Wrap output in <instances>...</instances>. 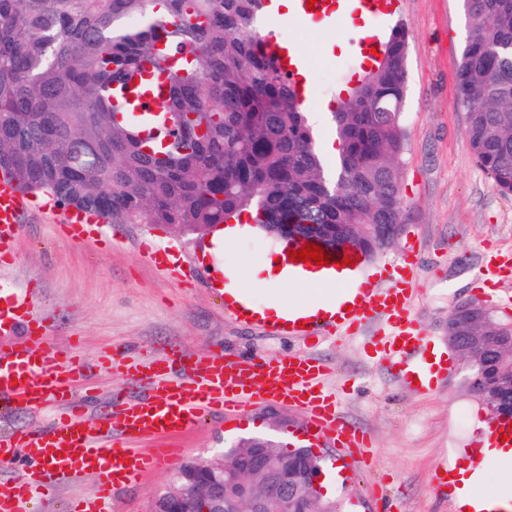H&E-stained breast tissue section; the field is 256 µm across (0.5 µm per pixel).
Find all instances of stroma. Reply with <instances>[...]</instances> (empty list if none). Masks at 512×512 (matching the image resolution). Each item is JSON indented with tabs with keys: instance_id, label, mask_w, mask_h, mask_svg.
<instances>
[{
	"instance_id": "1",
	"label": "stroma",
	"mask_w": 512,
	"mask_h": 512,
	"mask_svg": "<svg viewBox=\"0 0 512 512\" xmlns=\"http://www.w3.org/2000/svg\"><path fill=\"white\" fill-rule=\"evenodd\" d=\"M408 31L407 87L403 103L406 151L401 186L406 212L398 238L371 260L374 267L402 259L409 243L417 294L411 312L431 347L447 351L449 373L430 390L404 383L394 361L368 349L372 330L312 343L302 336L270 334L229 312L201 256L208 237L183 236L150 224H108L84 243L60 229L63 210L24 212L11 260L0 262V294L25 297L45 318L48 348L73 353L96 366V391L78 395L85 418L109 415L115 397L132 400L142 386L101 368L112 347L128 357L179 352L177 374H189L210 354L236 362L288 356L320 360L329 369L342 416L370 442L367 464L346 469L332 495L339 512H452L454 498L435 475L468 459L467 445L490 416L462 384L460 356L448 345V312L477 300L476 276L490 254L512 252V196H506L466 145L467 114L456 100V76L468 28L460 0H404L396 18ZM275 19L264 32L289 36L314 66L329 72L317 83L306 110L318 147L333 140L331 112L352 64L350 34ZM178 252L183 278L152 263L144 244ZM276 239L251 230L217 258L228 271H244L274 252ZM52 401L37 409L0 412V433L51 426L65 412ZM305 425L294 407L267 402L229 423L223 414L181 442L183 458L208 459L239 439L266 436L291 442ZM172 475L165 469L126 488L115 512H148L154 494Z\"/></svg>"
}]
</instances>
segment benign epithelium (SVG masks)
<instances>
[{
    "instance_id": "7a95c632",
    "label": "benign epithelium",
    "mask_w": 512,
    "mask_h": 512,
    "mask_svg": "<svg viewBox=\"0 0 512 512\" xmlns=\"http://www.w3.org/2000/svg\"><path fill=\"white\" fill-rule=\"evenodd\" d=\"M494 312L473 301L457 304L448 313V343L468 370L475 396L494 392L485 369L472 364V354L489 353L505 362L512 355V328L499 336H467L466 326L485 325ZM325 479L322 465L305 460L296 448H250L246 457L224 463V455L192 458L182 473L151 500L149 512H195L198 501L211 512H322Z\"/></svg>"
}]
</instances>
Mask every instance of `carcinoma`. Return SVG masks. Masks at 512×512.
Returning <instances> with one entry per match:
<instances>
[{"instance_id": "cac0c4a2", "label": "carcinoma", "mask_w": 512, "mask_h": 512, "mask_svg": "<svg viewBox=\"0 0 512 512\" xmlns=\"http://www.w3.org/2000/svg\"><path fill=\"white\" fill-rule=\"evenodd\" d=\"M461 2L467 146L512 196V0ZM265 18L264 0H0V171L106 224L203 235L245 215L374 256L403 222L405 28L332 113L329 165ZM168 57L167 98L122 111L132 75Z\"/></svg>"}]
</instances>
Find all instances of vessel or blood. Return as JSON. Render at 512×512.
I'll return each mask as SVG.
<instances>
[{"label":"vessel or blood","mask_w":512,"mask_h":512,"mask_svg":"<svg viewBox=\"0 0 512 512\" xmlns=\"http://www.w3.org/2000/svg\"><path fill=\"white\" fill-rule=\"evenodd\" d=\"M400 6V0H316L312 5L295 0L293 17L301 23L338 27L347 16H356L362 31L352 42L353 52L368 67L375 60L372 47L381 46L383 27ZM268 50L278 55L299 99L308 100L309 56L289 38L270 41ZM28 207V198L9 176L0 173L1 256L11 255L19 218ZM332 258L329 266L289 262L288 274L296 280L315 274L337 287L357 289L360 302L320 323L308 322L301 328L276 326V333L352 335L381 320L385 323L382 342L400 361L405 383L422 379L425 360L419 352L426 340L409 312L414 288L412 260L380 269V277L390 285L378 292L367 284L363 261L344 266L341 253H333ZM19 326L28 329L27 343L0 352V404L27 408L55 401L67 404L68 410L50 427L0 435V462L19 456L28 461L16 477L0 481V512H31L34 499L44 489L88 472L96 475L97 484L91 493L74 499L69 512H106V503L123 489L170 467L181 454L179 440L200 427L207 413L222 408L237 415L245 400L300 408L306 414L311 440L334 443L354 465L368 458L366 437L340 416L335 394L323 384L324 365L283 357L259 366L230 363L214 355L204 357L195 370L176 380L167 360L130 361L114 353L108 357L112 370L137 380L145 392L134 401L118 403L111 416L88 421L70 406L74 389L87 382L86 363L41 347L45 330L38 316L26 300L11 295L0 303V335Z\"/></svg>","instance_id":"b4317fda"}]
</instances>
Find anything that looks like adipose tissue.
I'll return each mask as SVG.
<instances>
[{
  "label": "adipose tissue",
  "mask_w": 512,
  "mask_h": 512,
  "mask_svg": "<svg viewBox=\"0 0 512 512\" xmlns=\"http://www.w3.org/2000/svg\"><path fill=\"white\" fill-rule=\"evenodd\" d=\"M275 265L271 256L253 264L249 272L253 286L249 289L240 287L236 277H225L220 271L216 272L215 280L221 293L238 310L265 323L332 314L356 296L352 290L320 288L307 300L283 303L279 294L288 284V272L276 270ZM256 287L268 291L265 303H255L252 290ZM449 482L457 505L469 508L470 512H497L498 508L507 507L512 502V448H481L479 460L458 468Z\"/></svg>",
  "instance_id": "adipose-tissue-1"
}]
</instances>
